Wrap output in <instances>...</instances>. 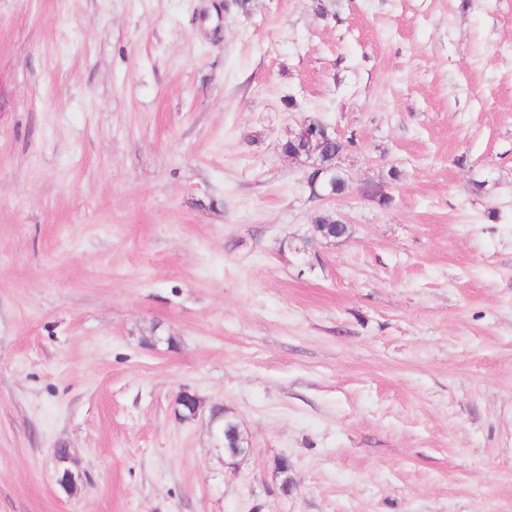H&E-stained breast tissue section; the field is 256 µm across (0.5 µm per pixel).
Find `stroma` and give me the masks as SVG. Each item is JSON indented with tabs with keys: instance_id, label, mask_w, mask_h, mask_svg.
<instances>
[{
	"instance_id": "35a3bbf8",
	"label": "stroma",
	"mask_w": 512,
	"mask_h": 512,
	"mask_svg": "<svg viewBox=\"0 0 512 512\" xmlns=\"http://www.w3.org/2000/svg\"><path fill=\"white\" fill-rule=\"evenodd\" d=\"M0 512H512V0H0ZM300 130L296 132L289 133L288 139L284 142V148L288 151V141H293V137L295 136L296 140L304 139L307 141V147L305 149H301L299 152L288 155V158H291L296 161H301L303 166L306 167L305 175H307L309 170L313 172L321 171L326 172V170L321 165V156L325 149V147L336 140L335 146L330 150L329 154L325 158V165L330 169L327 173V176L332 179L333 185L336 188V192L342 193L345 192L347 188V177L345 174L336 166V159L339 158V154L336 155V152L340 151L342 154L349 147L353 146L356 141L353 136H349L346 138H337L336 130L330 124L323 122L322 130L315 131L313 133H308L302 123L300 124ZM61 448L54 449L52 460L57 476L58 487L68 495L73 494L78 488V482L80 481V474L75 473L67 464L70 460L69 449L66 448V454L62 455Z\"/></svg>"
}]
</instances>
